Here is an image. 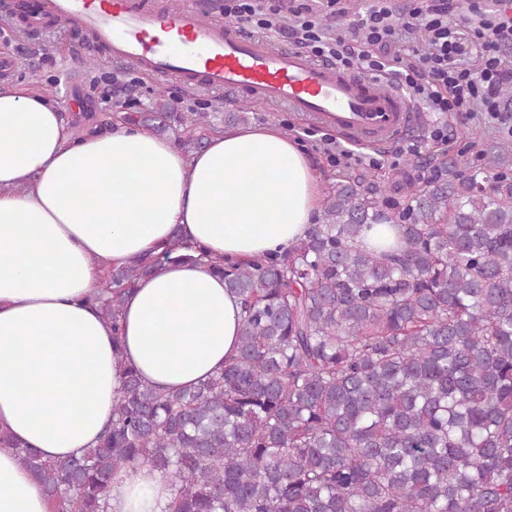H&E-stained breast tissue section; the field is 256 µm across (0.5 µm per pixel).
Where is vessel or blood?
Instances as JSON below:
<instances>
[{"instance_id":"1","label":"vessel or blood","mask_w":512,"mask_h":512,"mask_svg":"<svg viewBox=\"0 0 512 512\" xmlns=\"http://www.w3.org/2000/svg\"><path fill=\"white\" fill-rule=\"evenodd\" d=\"M8 13L22 17L33 35L42 34L44 15H52L86 33L109 63L192 92L287 107L355 147L385 150L425 122L404 90L249 34L202 0H176L167 8L151 0H12Z\"/></svg>"}]
</instances>
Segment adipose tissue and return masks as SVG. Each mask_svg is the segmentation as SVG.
Segmentation results:
<instances>
[{
  "label": "adipose tissue",
  "instance_id": "1",
  "mask_svg": "<svg viewBox=\"0 0 512 512\" xmlns=\"http://www.w3.org/2000/svg\"><path fill=\"white\" fill-rule=\"evenodd\" d=\"M319 209L308 156L277 126L228 127L190 155L133 126L77 139L44 94L0 85V432L67 461L107 427L123 367L179 391L235 352L238 303L211 266L136 281L117 336L91 300L101 267L161 254L176 229L216 258L283 252ZM172 498L143 463L116 476L107 512H168ZM0 512H51L3 447Z\"/></svg>",
  "mask_w": 512,
  "mask_h": 512
}]
</instances>
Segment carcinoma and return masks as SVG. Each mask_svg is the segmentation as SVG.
Listing matches in <instances>:
<instances>
[{
    "instance_id": "obj_1",
    "label": "carcinoma",
    "mask_w": 512,
    "mask_h": 512,
    "mask_svg": "<svg viewBox=\"0 0 512 512\" xmlns=\"http://www.w3.org/2000/svg\"><path fill=\"white\" fill-rule=\"evenodd\" d=\"M173 134L205 128L163 89L144 112L97 116ZM412 188L402 207L343 179L281 255L213 258L174 232L158 256L103 270L118 332L124 291L166 262L208 260L238 298L236 354L162 393L124 370L112 421L80 457L14 448L53 512H106L113 476L148 463L171 512H512V143ZM395 224L392 250L364 245ZM194 249V254L184 250Z\"/></svg>"
}]
</instances>
